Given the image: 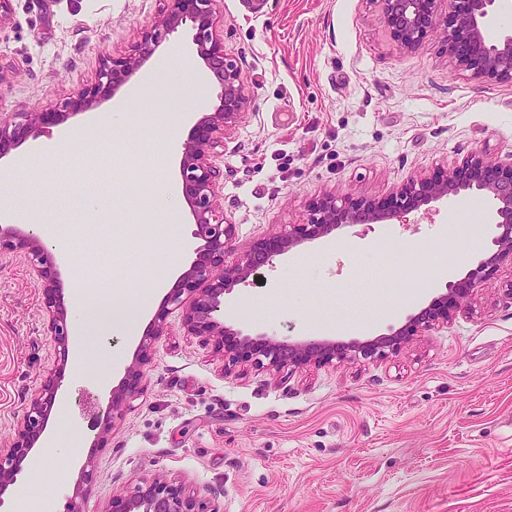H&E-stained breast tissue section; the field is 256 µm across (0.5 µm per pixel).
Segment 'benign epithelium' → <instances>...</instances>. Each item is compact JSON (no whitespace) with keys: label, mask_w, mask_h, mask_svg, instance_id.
Listing matches in <instances>:
<instances>
[{"label":"benign epithelium","mask_w":512,"mask_h":512,"mask_svg":"<svg viewBox=\"0 0 512 512\" xmlns=\"http://www.w3.org/2000/svg\"><path fill=\"white\" fill-rule=\"evenodd\" d=\"M168 7L141 37L135 52L122 59L101 60L96 87L78 94V100L62 104V111L91 110L99 96L113 95L136 75L156 48L183 22L193 24L197 56L212 73L220 88V105L195 123L180 161L182 192L194 218V236L203 250L190 268L169 290L166 303L182 311L184 325L195 336L215 343L223 352L224 369L254 366L274 370L285 363L326 364L359 358L384 357L398 352L411 337L448 323L453 313L468 302L502 264L512 266V166L501 168L472 153L452 168L432 177L412 176L396 190L390 202L322 196L304 224H282L278 232L255 241L247 248L238 245L233 225L224 223L218 205L216 171L211 154L224 146L225 129L235 124L251 105L242 71L224 54L217 36L219 0H166ZM439 0H377L384 31L401 50L414 49L428 32L440 27ZM452 5L450 31L444 33L448 56L460 68L472 72L480 82L512 81V32L496 40L487 29L498 0H448ZM39 112L0 115V155L4 146H17L38 136ZM477 189L498 202L496 251L471 269L466 277L449 285L406 323L387 336L369 342L336 343L327 339L293 341L288 337L259 333L244 334L224 324V293L245 284L263 267L273 268L277 258L310 240L332 234L344 224L388 223L401 215L462 191ZM29 237L11 225L0 226V250L24 248ZM40 269L41 287L47 293L58 290L57 257L46 249L33 252ZM188 298H183V295ZM48 330L61 350L68 349L70 328L67 317L52 302ZM163 333V317L154 318L152 329L140 339L137 355L127 367L125 386L112 393V405L100 416L104 430L112 429L115 414L124 401L138 394L143 361L154 341ZM62 379L46 378L21 419L13 446L0 448V493L17 483V473L45 431L49 413L56 403ZM112 512H205L204 505L186 487L156 478L131 496L112 499Z\"/></svg>","instance_id":"1"}]
</instances>
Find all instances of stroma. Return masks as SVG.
I'll list each match as a JSON object with an SVG mask.
<instances>
[{"label": "stroma", "instance_id": "1", "mask_svg": "<svg viewBox=\"0 0 512 512\" xmlns=\"http://www.w3.org/2000/svg\"><path fill=\"white\" fill-rule=\"evenodd\" d=\"M164 0H5L0 5V114L46 112L38 137L0 158L73 132L113 105L52 116L90 85L103 57L130 54L165 9ZM224 51L247 80L252 103L211 159L224 219L241 246L283 224H300L322 193L389 200L403 181L481 153L512 165V81L482 83L448 56L442 32L410 51L384 32L375 0H221ZM183 23L155 51L179 50L199 80L204 111L219 88ZM131 109L107 139L20 176L51 236L39 244L64 262L59 293L82 357L63 355L47 331L48 303L31 248L0 252V448L45 377L63 382L48 420L68 431L36 457L54 471L43 493L67 512H109L116 495L154 477L186 484L207 512H512V266L497 268L448 325L413 337L384 358L277 370L225 371L211 343L188 335L179 310L150 297L135 333L70 304L75 287L137 288L149 276L178 277L200 242L179 201L172 249L147 248L131 214L134 185L164 191L179 180L180 151L164 166ZM112 153L97 207L77 200L78 170ZM496 202L477 190L387 224H351L306 243L224 296L227 326L296 341L371 340L402 326L450 278L493 252ZM459 213L470 217L464 258L447 274ZM109 276L97 277L99 268ZM164 330L143 368L141 393L103 433L92 406L122 385L155 313ZM91 478H84V470Z\"/></svg>", "mask_w": 512, "mask_h": 512}]
</instances>
